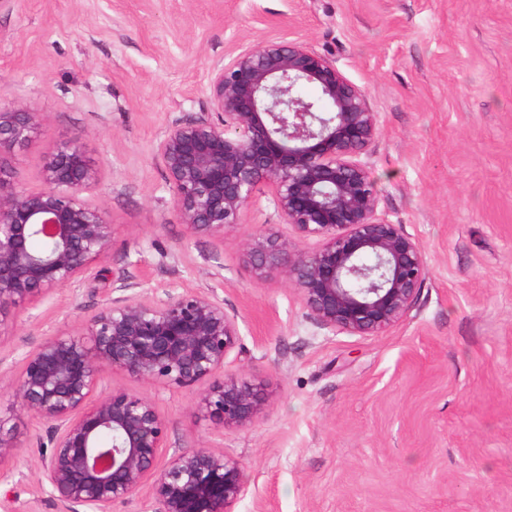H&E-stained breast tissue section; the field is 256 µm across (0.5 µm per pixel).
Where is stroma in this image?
I'll return each mask as SVG.
<instances>
[{"mask_svg":"<svg viewBox=\"0 0 512 512\" xmlns=\"http://www.w3.org/2000/svg\"><path fill=\"white\" fill-rule=\"evenodd\" d=\"M282 39L364 91L377 215L424 253L412 309L379 336L318 327L296 288L245 262L246 239L293 233L268 185L224 237L193 236L154 155L169 119L209 111L211 63ZM14 102L50 120L0 165L37 190L55 146L81 138L98 170L86 197L114 234L77 288L0 312V368L97 312L115 276L209 289L238 318L226 373L265 393L250 425L213 426L189 389L105 383L153 398L163 458L203 443L239 464L233 512H512V0H12L0 104ZM13 423L0 512H59L30 476L46 423Z\"/></svg>","mask_w":512,"mask_h":512,"instance_id":"obj_1","label":"stroma"}]
</instances>
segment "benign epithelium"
I'll return each instance as SVG.
<instances>
[{
	"label": "benign epithelium",
	"instance_id": "1",
	"mask_svg": "<svg viewBox=\"0 0 512 512\" xmlns=\"http://www.w3.org/2000/svg\"><path fill=\"white\" fill-rule=\"evenodd\" d=\"M304 86L319 97L300 93ZM211 111L172 118L155 145L174 211L191 235L222 237L239 224L256 187H271L295 238L270 233L244 242L261 278L279 276L302 295L316 325L379 335L402 322L422 288L419 241L376 217L378 199L363 160L377 130L366 94L326 56L295 40L249 46L208 71ZM48 122L28 105L0 106V153L25 145ZM30 191L0 165V312L75 288L108 256L114 225L84 193L98 180L79 139L59 143ZM52 240L39 254L38 239ZM314 237L316 248L301 243ZM101 309L0 372V393L48 424L32 444L37 485L60 512H112L148 489L155 512H232L245 494L238 463L200 444L165 463L168 423L154 401L108 388L119 371L147 384L197 390L198 411L219 427H245L263 389L224 375L240 343L236 316L212 291L138 290L123 276ZM0 413V467L19 453Z\"/></svg>",
	"mask_w": 512,
	"mask_h": 512
}]
</instances>
